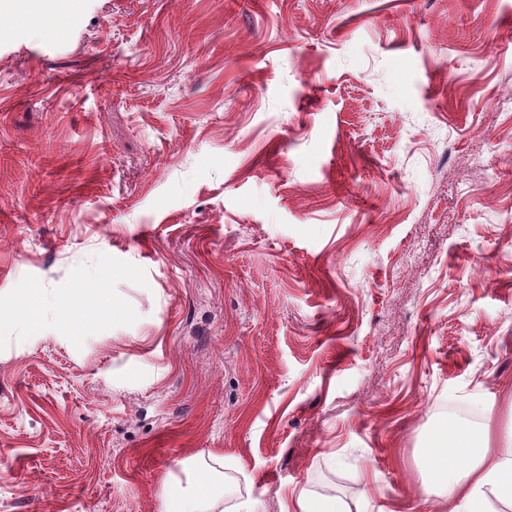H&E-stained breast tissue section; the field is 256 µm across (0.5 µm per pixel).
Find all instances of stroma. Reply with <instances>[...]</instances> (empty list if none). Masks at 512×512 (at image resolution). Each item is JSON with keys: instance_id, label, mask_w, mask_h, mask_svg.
<instances>
[{"instance_id": "1", "label": "stroma", "mask_w": 512, "mask_h": 512, "mask_svg": "<svg viewBox=\"0 0 512 512\" xmlns=\"http://www.w3.org/2000/svg\"><path fill=\"white\" fill-rule=\"evenodd\" d=\"M512 0H81L0 16V512H425L445 406L512 446ZM66 0H38L35 17L39 22H57L67 12L70 4ZM43 303V295L34 292L20 305L11 308L8 312L0 313L1 320H28L34 310ZM189 480H201L199 487L193 491H184L176 498L170 496L171 512H255V502H232L235 494L233 483L226 473L210 465L197 461L182 462ZM231 503V504H229ZM301 512H345L342 502L335 496L321 495L299 500Z\"/></svg>"}]
</instances>
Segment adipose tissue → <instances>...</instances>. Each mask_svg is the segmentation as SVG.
I'll use <instances>...</instances> for the list:
<instances>
[{"label": "adipose tissue", "instance_id": "1", "mask_svg": "<svg viewBox=\"0 0 512 512\" xmlns=\"http://www.w3.org/2000/svg\"><path fill=\"white\" fill-rule=\"evenodd\" d=\"M438 435L439 444L423 453L424 499L439 500L448 512H494L492 497L512 500V448L496 446L491 424L445 423ZM185 468L199 486L171 499L170 512H244L226 473L197 461Z\"/></svg>", "mask_w": 512, "mask_h": 512}]
</instances>
